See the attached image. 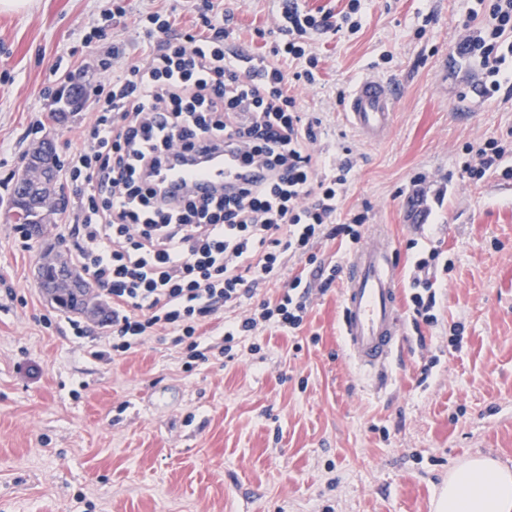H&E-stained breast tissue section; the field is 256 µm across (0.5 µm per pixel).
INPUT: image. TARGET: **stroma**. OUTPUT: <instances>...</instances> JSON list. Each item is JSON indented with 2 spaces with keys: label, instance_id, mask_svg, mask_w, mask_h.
I'll use <instances>...</instances> for the list:
<instances>
[{
  "label": "stroma",
  "instance_id": "1",
  "mask_svg": "<svg viewBox=\"0 0 512 512\" xmlns=\"http://www.w3.org/2000/svg\"><path fill=\"white\" fill-rule=\"evenodd\" d=\"M200 3L126 0L108 26L102 0L0 10V512H436L462 461L490 455L512 469V179L460 173L466 144L512 131V82L484 96L478 66L452 57L469 0H365L356 33L313 38L319 79L295 88L321 120L319 147L353 160L331 223L365 215L364 232L381 226L398 248L405 331L381 378L364 377L344 347L343 280L319 290V269L346 270L353 244L318 240L315 263L288 259L245 301H276L302 276L314 293L300 330L262 327L237 337L233 359L188 370L161 334L112 360L86 358L107 345L106 328L84 315L87 334L74 336L72 313L47 302L36 275L45 246L71 241L66 215L29 241L6 219L35 138L64 155L92 121L88 103L61 123L45 117L70 63L90 90L107 81L83 35L106 26L118 73L142 57L140 14L164 9L188 28ZM224 8L239 45L269 50L280 0ZM371 76L396 84L399 101L390 134L370 143L337 96ZM432 250L428 324L409 297L413 261Z\"/></svg>",
  "mask_w": 512,
  "mask_h": 512
}]
</instances>
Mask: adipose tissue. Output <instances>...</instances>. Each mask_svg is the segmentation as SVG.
Segmentation results:
<instances>
[{
	"instance_id": "obj_1",
	"label": "adipose tissue",
	"mask_w": 512,
	"mask_h": 512,
	"mask_svg": "<svg viewBox=\"0 0 512 512\" xmlns=\"http://www.w3.org/2000/svg\"><path fill=\"white\" fill-rule=\"evenodd\" d=\"M437 512H512V470L489 457L468 459L448 473Z\"/></svg>"
}]
</instances>
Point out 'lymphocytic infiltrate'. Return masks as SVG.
Masks as SVG:
<instances>
[{"instance_id":"f902f5d3","label":"lymphocytic infiltrate","mask_w":512,"mask_h":512,"mask_svg":"<svg viewBox=\"0 0 512 512\" xmlns=\"http://www.w3.org/2000/svg\"><path fill=\"white\" fill-rule=\"evenodd\" d=\"M467 21L477 28L459 40L461 56L479 60L484 95L503 81L512 55V0H479ZM360 0H349L339 23L282 6L275 21L279 45L260 58L233 49L224 0H203L196 24L178 29L167 12L137 19L148 45L144 61L112 74L94 101L89 131L63 163L81 182L70 203L73 254L112 308L110 348L101 360L136 349L162 331L190 362L229 354L236 337L271 324L300 329L310 289L295 277L275 302L224 324L220 342L200 330L220 310L239 307L255 288L280 276L285 261L308 254L323 237L358 242L364 215L332 224L346 191L352 161L317 150L318 117L298 111L282 59L305 60L302 75L317 80L310 35L357 32ZM237 150L264 177L233 192L169 201L156 177L173 155L196 157L217 148ZM507 147L498 139L467 145L460 166L478 182L501 168Z\"/></svg>"}]
</instances>
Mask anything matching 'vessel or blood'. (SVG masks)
Instances as JSON below:
<instances>
[{"mask_svg":"<svg viewBox=\"0 0 512 512\" xmlns=\"http://www.w3.org/2000/svg\"><path fill=\"white\" fill-rule=\"evenodd\" d=\"M397 92L387 80L365 78L344 100L345 121L368 142L386 137L392 128ZM239 157L218 151L200 169L169 164L163 175L170 198L193 191L204 195L250 180ZM395 247L383 234H371L352 254L342 296L341 334L357 368L369 377L382 375L404 332L398 288L393 276Z\"/></svg>","mask_w":512,"mask_h":512,"instance_id":"b4317fda","label":"vessel or blood"}]
</instances>
